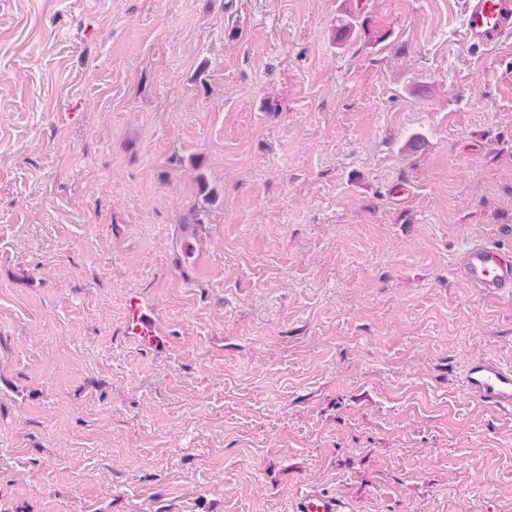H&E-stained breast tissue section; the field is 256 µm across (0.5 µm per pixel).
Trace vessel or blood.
I'll return each mask as SVG.
<instances>
[{
    "mask_svg": "<svg viewBox=\"0 0 512 512\" xmlns=\"http://www.w3.org/2000/svg\"><path fill=\"white\" fill-rule=\"evenodd\" d=\"M467 39L477 47L512 40V0H461ZM457 264L463 282L491 300L512 299V256L483 240L467 242ZM461 385L467 397L494 413L512 414V364L492 358L472 361ZM292 512H344L337 498L315 491L297 496Z\"/></svg>",
    "mask_w": 512,
    "mask_h": 512,
    "instance_id": "vessel-or-blood-1",
    "label": "vessel or blood"
}]
</instances>
